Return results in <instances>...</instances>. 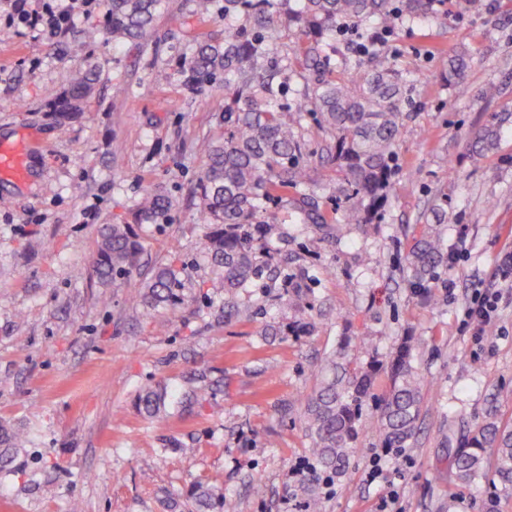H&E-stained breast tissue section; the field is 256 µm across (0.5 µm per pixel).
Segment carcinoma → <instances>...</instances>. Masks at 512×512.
Returning <instances> with one entry per match:
<instances>
[{
  "label": "carcinoma",
  "instance_id": "carcinoma-1",
  "mask_svg": "<svg viewBox=\"0 0 512 512\" xmlns=\"http://www.w3.org/2000/svg\"><path fill=\"white\" fill-rule=\"evenodd\" d=\"M439 0H194L200 14L216 13L230 24L224 42H201L186 62L185 82L192 89L224 88V138L204 141L207 162L198 182L199 209L207 225L202 247L211 269V287L224 296V319L243 312L241 294L255 280L279 278L269 262L282 225L268 215L274 200L291 201L309 224H327L307 176L304 156L312 141L323 145L322 158L336 172V201L342 224H369L380 213L396 170V146L407 118L405 107L418 76L401 68L383 50L367 51L348 42L347 28L367 37L382 31L394 35L401 22L426 20ZM162 0H112V39L143 38ZM299 34L295 41L293 34ZM348 44L351 55L331 66L322 40ZM467 52H455L448 73L458 96L471 93L464 80ZM98 81V71L78 67L52 107L62 119L80 111ZM295 92V106L285 100ZM315 116L316 128L303 124ZM499 125L475 135L472 146L482 155L494 150ZM172 208L169 197L147 191L136 208L139 224H161ZM141 247L130 224H103L98 230L94 276L103 284L135 268ZM407 270L417 288L438 278L448 254L438 233L429 229L415 239ZM145 306L175 305L184 300L183 269L164 264L142 284ZM415 344L405 339L386 365L390 385L379 406L376 425L384 447L404 448L417 432L422 408ZM376 378L371 367L351 366L345 349L328 363L319 388L307 400L305 429L311 438L314 465L342 474L351 449L366 429L364 405ZM168 391L146 388L139 411L153 420L165 411ZM29 443L25 432L0 424V470L14 462L15 452ZM497 449L488 461L486 449ZM455 481H482L494 494L512 495V429L485 422L450 459ZM193 512H224V494L199 484L191 493Z\"/></svg>",
  "mask_w": 512,
  "mask_h": 512
}]
</instances>
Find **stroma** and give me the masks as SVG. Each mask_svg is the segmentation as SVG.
I'll use <instances>...</instances> for the list:
<instances>
[{"instance_id":"35a3bbf8","label":"stroma","mask_w":512,"mask_h":512,"mask_svg":"<svg viewBox=\"0 0 512 512\" xmlns=\"http://www.w3.org/2000/svg\"><path fill=\"white\" fill-rule=\"evenodd\" d=\"M111 0L59 39L0 26V143L36 140L25 183L0 181V420L29 433L11 472H0L6 512H183L195 484L224 492V512H310L287 474L308 457L304 404L340 345L357 364L386 363L414 337L423 403L419 431L392 484L368 483L384 444L366 429L320 512H379L389 489L401 512H512V496L459 486L449 446L489 416L512 425V302L482 344L463 324L475 286H499L512 254V120L496 150L470 149L494 115L512 113V0L469 8L446 0L435 20L404 24L387 49L417 74L398 140V169L380 223L325 229L289 204L270 206L291 235L280 244L289 281L256 287L247 315L219 319L201 249L207 228L194 200L204 167L199 141L224 136V91L192 92L183 64L202 41L224 39V20L194 0H163L139 41L116 42ZM81 58L100 81L73 119L49 102ZM467 50L469 97L448 80V58ZM170 75L155 82L156 71ZM500 93L484 99L486 85ZM174 201L163 225L134 224L144 189ZM442 206L448 221L435 224ZM135 226L137 268L101 285L92 277L98 228ZM467 251L427 291L406 255L422 230ZM184 265L185 301L137 303L156 266ZM303 278L296 295L292 276ZM316 329L292 334L297 315ZM275 333H268V326ZM166 388L157 420L138 410L147 387Z\"/></svg>"}]
</instances>
